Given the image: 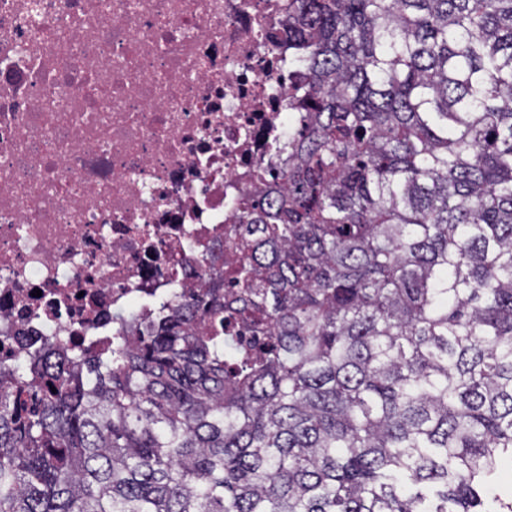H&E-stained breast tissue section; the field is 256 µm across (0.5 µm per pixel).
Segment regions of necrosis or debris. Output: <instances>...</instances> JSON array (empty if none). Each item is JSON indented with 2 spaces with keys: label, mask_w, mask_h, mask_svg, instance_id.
I'll use <instances>...</instances> for the list:
<instances>
[{
  "label": "necrosis or debris",
  "mask_w": 512,
  "mask_h": 512,
  "mask_svg": "<svg viewBox=\"0 0 512 512\" xmlns=\"http://www.w3.org/2000/svg\"><path fill=\"white\" fill-rule=\"evenodd\" d=\"M286 0H0V360L216 277L303 125Z\"/></svg>",
  "instance_id": "necrosis-or-debris-1"
}]
</instances>
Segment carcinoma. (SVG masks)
<instances>
[{"instance_id":"cac0c4a2","label":"carcinoma","mask_w":512,"mask_h":512,"mask_svg":"<svg viewBox=\"0 0 512 512\" xmlns=\"http://www.w3.org/2000/svg\"><path fill=\"white\" fill-rule=\"evenodd\" d=\"M286 10L230 287L0 361V512H512V0Z\"/></svg>"}]
</instances>
